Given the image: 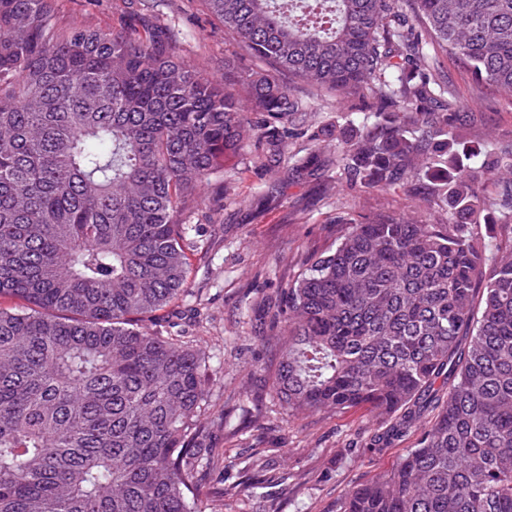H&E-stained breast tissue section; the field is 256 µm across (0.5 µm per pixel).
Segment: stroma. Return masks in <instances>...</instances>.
<instances>
[{"label": "stroma", "instance_id": "obj_1", "mask_svg": "<svg viewBox=\"0 0 512 512\" xmlns=\"http://www.w3.org/2000/svg\"><path fill=\"white\" fill-rule=\"evenodd\" d=\"M135 14L158 28H174L178 57L202 77L224 80V60L239 70L253 68L234 39L207 13L202 0H60L59 16L111 32L123 16ZM439 77L452 91L457 111L470 115L466 138L512 141V99L475 84L453 58H442ZM292 91L307 108L291 129L286 153L306 155L308 128L343 121L358 112L355 99L308 85ZM267 147L257 140L223 175L224 198L214 186L197 189L205 205L187 215L191 270L187 294L168 309L162 333L198 344L206 356V416L225 414L215 434L223 470L201 472L205 486L238 481L244 462L262 457L275 483H258L245 494L217 502L218 512H342L346 492L391 470L414 438L380 451L368 441L379 421L367 408L329 409L288 415L269 386L279 353L271 329L259 318L261 301L275 297L296 276L300 257L335 243L350 208L365 215L384 210L419 220L447 223L441 208H425L418 195L396 189L386 194L359 185L327 192L325 179L302 182L277 178L266 165Z\"/></svg>", "mask_w": 512, "mask_h": 512}]
</instances>
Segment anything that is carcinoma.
I'll return each mask as SVG.
<instances>
[{
	"label": "carcinoma",
	"mask_w": 512,
	"mask_h": 512,
	"mask_svg": "<svg viewBox=\"0 0 512 512\" xmlns=\"http://www.w3.org/2000/svg\"><path fill=\"white\" fill-rule=\"evenodd\" d=\"M0 0V512H202L205 353L158 330L187 291L198 186L255 138L283 152L296 81L366 102L290 168L448 224L350 217L272 315L290 413L366 406L416 444L343 512H512V144L475 143L427 45L512 93V0H205L260 64L222 84L170 37ZM336 141V154L322 143ZM497 225L483 233L481 221Z\"/></svg>",
	"instance_id": "cac0c4a2"
}]
</instances>
